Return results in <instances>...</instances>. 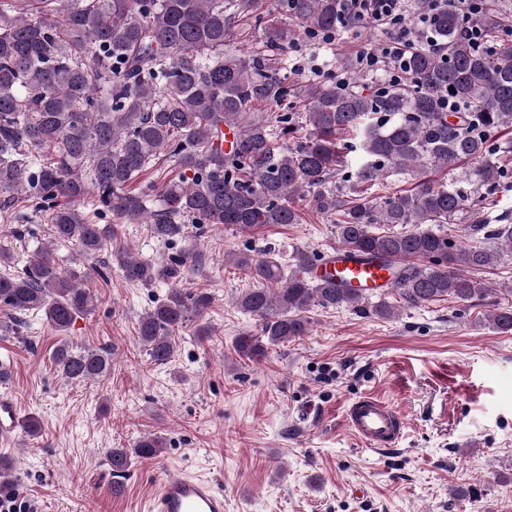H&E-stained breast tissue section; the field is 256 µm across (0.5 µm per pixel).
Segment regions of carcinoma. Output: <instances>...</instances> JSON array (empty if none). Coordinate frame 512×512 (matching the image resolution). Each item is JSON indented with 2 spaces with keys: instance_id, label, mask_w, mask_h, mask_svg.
I'll use <instances>...</instances> for the list:
<instances>
[{
  "instance_id": "1",
  "label": "carcinoma",
  "mask_w": 512,
  "mask_h": 512,
  "mask_svg": "<svg viewBox=\"0 0 512 512\" xmlns=\"http://www.w3.org/2000/svg\"><path fill=\"white\" fill-rule=\"evenodd\" d=\"M258 0H0V194L26 195L52 224L53 242L22 271L0 273V307L37 311L57 330L92 313L97 299L87 273L59 268L53 243L74 242L85 256L103 251L107 227L80 210L87 203L128 224H148L170 242L187 224H216L248 234L268 224L301 221L296 200L336 217L346 246L390 274L389 293L411 306L488 292L472 272L512 257V226L483 220L469 225L458 244L429 228L464 209L465 196L421 180L415 189L368 199L332 184L343 151L367 158L356 185H376L388 170L415 172L470 163L473 184L493 188L504 170L490 159L488 133L512 130V45L501 43L506 25L478 21L482 38L460 35L452 11L434 18L429 35L445 55L415 50L401 80L365 91L355 65L303 85L282 68L226 49L237 16ZM278 14L262 26L264 44L283 55L298 32L316 40L336 31L341 0H277ZM265 100L274 112L255 113ZM467 107L462 112L445 102ZM236 130L224 149V126ZM306 131L303 139L296 133ZM282 142L276 147V142ZM160 159L175 177L161 188L131 189ZM383 224H411L401 233ZM501 241L491 251L480 239ZM112 261L125 279L144 286L179 281L190 257L156 264L129 249ZM257 284L237 306L257 318V332L241 334L235 350L257 361L271 346L306 335L307 312L364 309L365 299L342 285L309 277L316 256L298 251L287 272L275 257L235 256ZM209 303L203 293L171 289L140 316L136 333L157 364L169 362L175 338L199 321ZM486 318L512 332V309L497 305ZM53 361L64 379L86 383L105 377L112 353L61 342ZM162 437L148 434L134 447L114 448L110 464L125 473L132 460L156 459Z\"/></svg>"
}]
</instances>
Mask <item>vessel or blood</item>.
Listing matches in <instances>:
<instances>
[{
	"label": "vessel or blood",
	"mask_w": 512,
	"mask_h": 512,
	"mask_svg": "<svg viewBox=\"0 0 512 512\" xmlns=\"http://www.w3.org/2000/svg\"><path fill=\"white\" fill-rule=\"evenodd\" d=\"M317 277H329L357 289L360 296L383 293L388 273L378 263L362 260L349 249L336 248L316 270ZM344 421L362 447L383 450L402 438L405 420L400 411L374 396L361 397L347 405ZM149 512H224V494L208 480L183 475L157 479V492Z\"/></svg>",
	"instance_id": "vessel-or-blood-1"
}]
</instances>
